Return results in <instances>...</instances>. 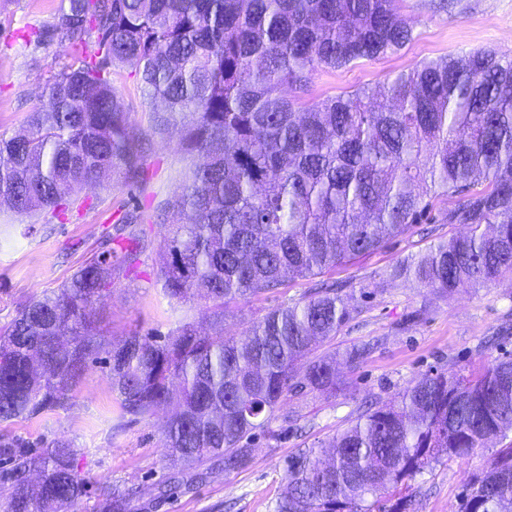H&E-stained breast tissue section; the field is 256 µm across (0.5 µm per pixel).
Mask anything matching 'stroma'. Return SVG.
I'll list each match as a JSON object with an SVG mask.
<instances>
[{"label": "stroma", "instance_id": "obj_1", "mask_svg": "<svg viewBox=\"0 0 512 512\" xmlns=\"http://www.w3.org/2000/svg\"><path fill=\"white\" fill-rule=\"evenodd\" d=\"M58 0H0V134L22 131L50 72L51 58L34 32L46 25ZM401 14L413 29L403 49L385 58L360 60L332 73L316 72L312 95L320 99L357 88H373L420 62L478 49L512 56V0H404ZM116 86L129 123L141 145L142 180L109 188L89 187L87 205L63 219L44 211L19 215L0 207V327L35 297L54 290L82 264L96 258L108 235L144 239L147 249L133 268L112 256V287L97 305L93 330L117 340L129 333L160 338L181 322L209 331L204 303L169 299L157 281L158 250L166 231L163 208L184 185L192 158L169 133L160 130L149 100L131 69ZM140 206L144 220L120 225L125 211ZM453 200L434 199L429 223L390 240L383 248L325 273L326 281L354 288L358 311L326 349L343 353L370 342L374 348L359 363L338 362L335 392H290L287 406L300 418L287 426L272 422L256 431L242 466L223 462L186 466L163 445L169 417L161 410L131 419L112 391L101 363L88 364L75 383L66 408L11 425L13 434L34 442H70L75 466L87 482L77 512H100L99 489L118 484L132 489L129 512H275L298 449L328 443L372 401H392L426 373H468L505 354L512 355V278L446 297L398 276L400 264L427 248L466 232L443 215ZM313 278H286L283 286L259 297L239 298L224 309V332L241 336L272 308L308 297ZM499 440L489 441L468 459L441 458L411 480L410 512H458L466 481L481 471Z\"/></svg>", "mask_w": 512, "mask_h": 512}]
</instances>
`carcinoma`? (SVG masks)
I'll use <instances>...</instances> for the list:
<instances>
[{
  "label": "carcinoma",
  "mask_w": 512,
  "mask_h": 512,
  "mask_svg": "<svg viewBox=\"0 0 512 512\" xmlns=\"http://www.w3.org/2000/svg\"><path fill=\"white\" fill-rule=\"evenodd\" d=\"M402 2L59 0L37 42L65 48V61L51 68L24 131L0 134V204L63 215L84 188L140 175L114 84L133 68L142 94L162 104L157 124L194 159L166 202L161 287L172 299L208 303L213 332L183 322L162 341L134 333L105 342L91 324L112 262L90 261L0 332V424L66 407L103 353L125 413L175 405L164 430L172 453L234 470L254 431L294 422L288 392L336 390V357L315 351L357 305L353 290L316 288L238 339L224 335L227 301L374 252L420 223L438 197L456 199L445 218L468 231L401 275L450 296L512 274V58L443 56L377 90L308 100L317 69L379 59L411 41ZM187 113L189 124L179 120ZM509 432L511 357L466 375L425 374L328 446L291 456L276 512H368L366 499L382 494L386 512H408L414 475ZM0 461V512H76L86 494L67 442L34 454L0 429ZM129 495L100 489L107 512H126ZM461 512H512V443L466 485Z\"/></svg>",
  "instance_id": "carcinoma-1"
}]
</instances>
